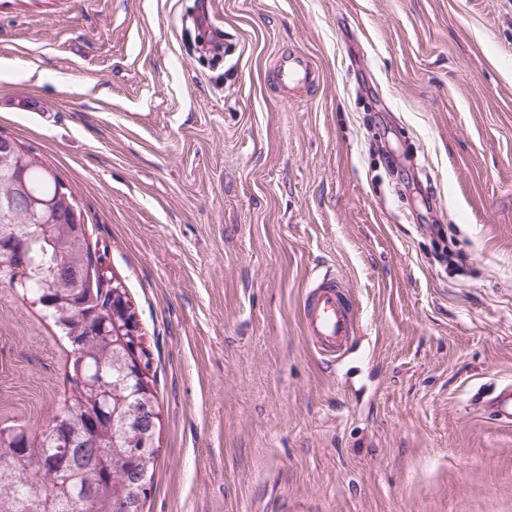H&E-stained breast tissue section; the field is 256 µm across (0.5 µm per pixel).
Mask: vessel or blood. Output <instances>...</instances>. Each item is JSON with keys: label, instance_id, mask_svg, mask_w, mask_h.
<instances>
[{"label": "vessel or blood", "instance_id": "b4317fda", "mask_svg": "<svg viewBox=\"0 0 512 512\" xmlns=\"http://www.w3.org/2000/svg\"><path fill=\"white\" fill-rule=\"evenodd\" d=\"M282 89L316 79L306 55L294 53L278 63ZM302 319L309 345L324 360L335 362L351 350L359 329L358 320L345 287L336 277H315L302 307ZM488 418L504 427L512 426V381L483 392L480 398Z\"/></svg>", "mask_w": 512, "mask_h": 512}]
</instances>
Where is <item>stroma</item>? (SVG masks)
<instances>
[{
	"instance_id": "35a3bbf8",
	"label": "stroma",
	"mask_w": 512,
	"mask_h": 512,
	"mask_svg": "<svg viewBox=\"0 0 512 512\" xmlns=\"http://www.w3.org/2000/svg\"><path fill=\"white\" fill-rule=\"evenodd\" d=\"M291 52L317 77L285 95ZM0 135L137 311L144 512H512V427L471 402L512 380V0H0ZM323 271L362 324L335 363L301 318ZM69 350L0 284V427L60 410Z\"/></svg>"
}]
</instances>
